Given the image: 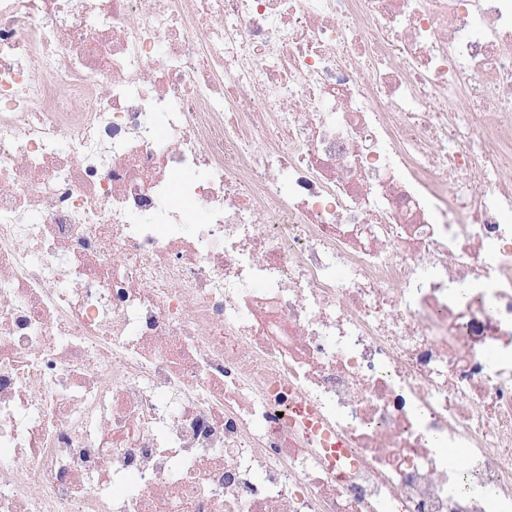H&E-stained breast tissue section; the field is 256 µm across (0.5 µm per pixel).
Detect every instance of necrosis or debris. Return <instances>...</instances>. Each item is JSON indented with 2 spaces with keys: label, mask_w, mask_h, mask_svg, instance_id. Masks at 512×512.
<instances>
[{
  "label": "necrosis or debris",
  "mask_w": 512,
  "mask_h": 512,
  "mask_svg": "<svg viewBox=\"0 0 512 512\" xmlns=\"http://www.w3.org/2000/svg\"><path fill=\"white\" fill-rule=\"evenodd\" d=\"M0 512H512V0H0Z\"/></svg>",
  "instance_id": "4bbe7bcc"
}]
</instances>
